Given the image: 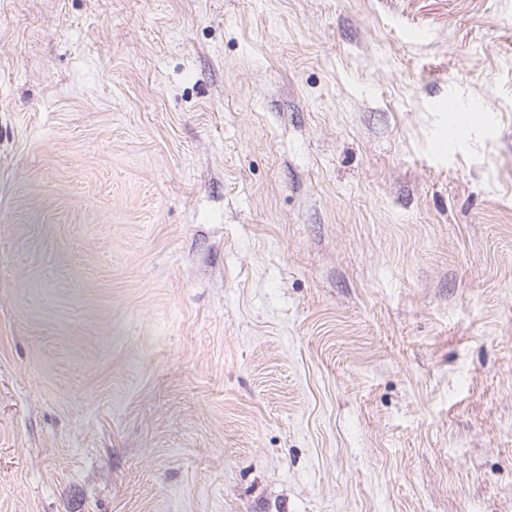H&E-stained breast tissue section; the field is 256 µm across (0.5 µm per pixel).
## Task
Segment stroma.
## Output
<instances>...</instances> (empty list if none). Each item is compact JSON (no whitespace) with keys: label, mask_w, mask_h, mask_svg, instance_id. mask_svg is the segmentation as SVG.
Here are the masks:
<instances>
[{"label":"stroma","mask_w":512,"mask_h":512,"mask_svg":"<svg viewBox=\"0 0 512 512\" xmlns=\"http://www.w3.org/2000/svg\"><path fill=\"white\" fill-rule=\"evenodd\" d=\"M0 512H512V0H0Z\"/></svg>","instance_id":"stroma-1"}]
</instances>
